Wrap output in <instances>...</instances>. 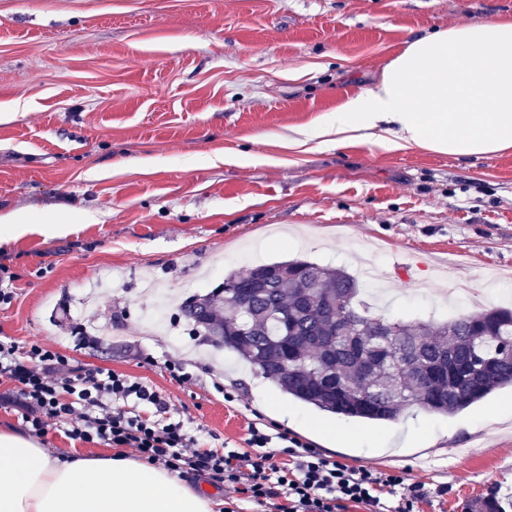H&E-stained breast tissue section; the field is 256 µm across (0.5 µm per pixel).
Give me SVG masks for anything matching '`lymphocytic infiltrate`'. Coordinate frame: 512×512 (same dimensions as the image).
I'll use <instances>...</instances> for the list:
<instances>
[{
    "instance_id": "f902f5d3",
    "label": "lymphocytic infiltrate",
    "mask_w": 512,
    "mask_h": 512,
    "mask_svg": "<svg viewBox=\"0 0 512 512\" xmlns=\"http://www.w3.org/2000/svg\"><path fill=\"white\" fill-rule=\"evenodd\" d=\"M0 380L15 386L34 435L65 424L71 439L129 448L174 472L208 474L225 487H242L260 504L283 495L287 512H343L349 503L382 512L384 495L394 493L397 512H416L421 499L407 472L348 466L285 429L272 435L251 426L243 454L202 448L172 416L170 398L130 376L75 366L42 343L22 350L1 339ZM144 406L151 416L141 414Z\"/></svg>"
}]
</instances>
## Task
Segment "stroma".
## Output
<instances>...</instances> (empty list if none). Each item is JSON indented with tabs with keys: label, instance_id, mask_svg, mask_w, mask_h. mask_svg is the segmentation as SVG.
<instances>
[{
	"label": "stroma",
	"instance_id": "stroma-1",
	"mask_svg": "<svg viewBox=\"0 0 512 512\" xmlns=\"http://www.w3.org/2000/svg\"><path fill=\"white\" fill-rule=\"evenodd\" d=\"M498 16L512 0H0V216L73 226L0 246V339L147 383L203 447L243 453L249 425L279 426L344 464L409 470L419 512H512L511 389L361 423L205 354L178 309L141 319L150 287L203 295L288 259L374 263L389 296L366 280L360 298L390 319L456 317L466 288L512 307V150L297 142L407 38Z\"/></svg>",
	"mask_w": 512,
	"mask_h": 512
}]
</instances>
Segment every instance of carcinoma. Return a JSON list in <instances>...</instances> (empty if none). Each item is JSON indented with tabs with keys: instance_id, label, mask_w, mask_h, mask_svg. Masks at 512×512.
I'll return each mask as SVG.
<instances>
[{
	"instance_id": "obj_1",
	"label": "carcinoma",
	"mask_w": 512,
	"mask_h": 512,
	"mask_svg": "<svg viewBox=\"0 0 512 512\" xmlns=\"http://www.w3.org/2000/svg\"><path fill=\"white\" fill-rule=\"evenodd\" d=\"M281 266L291 274L271 276ZM359 295L342 269L284 260L227 273L180 313L203 343L238 354L283 394L348 418L393 422L414 406L452 416L512 387V309L392 320Z\"/></svg>"
}]
</instances>
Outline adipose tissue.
<instances>
[{
	"mask_svg": "<svg viewBox=\"0 0 512 512\" xmlns=\"http://www.w3.org/2000/svg\"><path fill=\"white\" fill-rule=\"evenodd\" d=\"M311 137L459 159L512 149V18L406 40L379 78L321 117ZM217 496L122 454H53L0 429V512H220Z\"/></svg>",
	"mask_w": 512,
	"mask_h": 512,
	"instance_id": "adipose-tissue-1",
	"label": "adipose tissue"
}]
</instances>
